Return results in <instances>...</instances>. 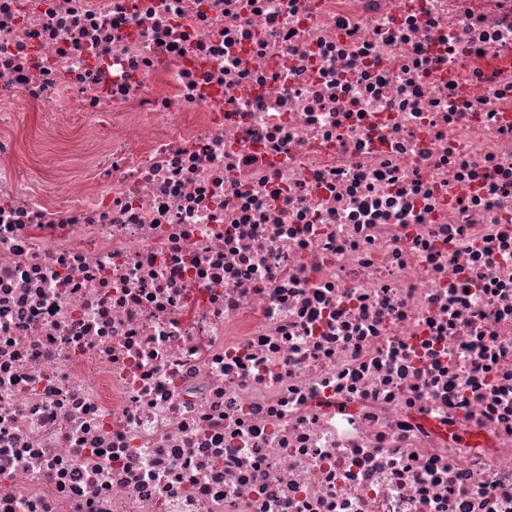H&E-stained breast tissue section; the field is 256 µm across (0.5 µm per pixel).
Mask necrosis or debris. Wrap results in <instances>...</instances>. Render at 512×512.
I'll return each instance as SVG.
<instances>
[{"label":"necrosis or debris","instance_id":"necrosis-or-debris-1","mask_svg":"<svg viewBox=\"0 0 512 512\" xmlns=\"http://www.w3.org/2000/svg\"><path fill=\"white\" fill-rule=\"evenodd\" d=\"M0 512H512V0H0ZM25 127H21V136H24L23 152L25 159L30 165L29 173L35 178H39L48 172L53 159L48 153L54 148V145L61 141L72 139L75 135V129L70 127L67 130L56 127L54 116L51 112H26ZM29 124L41 127L43 134L40 138L29 139L25 136Z\"/></svg>","mask_w":512,"mask_h":512}]
</instances>
